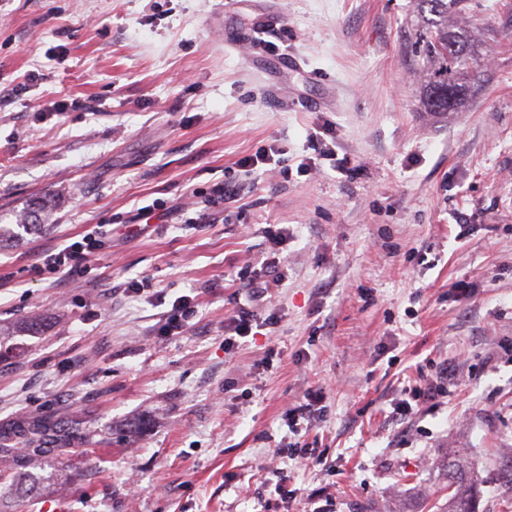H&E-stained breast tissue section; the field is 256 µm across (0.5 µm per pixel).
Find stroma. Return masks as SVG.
<instances>
[{
    "mask_svg": "<svg viewBox=\"0 0 512 512\" xmlns=\"http://www.w3.org/2000/svg\"><path fill=\"white\" fill-rule=\"evenodd\" d=\"M417 20V0H0V224L55 208L0 243V328L41 319L0 362V423L97 439L41 458L11 512H447L457 453L476 512H512V0H470L483 82L448 114L422 104ZM98 224L81 275L36 272ZM273 256L274 324L225 344ZM444 361L447 397L397 419ZM295 442L321 464L279 456ZM15 218V224H0V242L15 236L12 228L14 225L31 234L39 233L46 224H51L53 212L44 198H36L25 210L16 214ZM193 300L189 296H180L172 302L170 311L163 327L166 335L179 333L184 326L185 318L193 312ZM322 397L317 393H309L305 397V402L295 406L290 410L288 417V429L293 435H299L302 431L300 427L302 423L308 421L312 412L315 411L314 406L318 403Z\"/></svg>",
    "mask_w": 512,
    "mask_h": 512,
    "instance_id": "1",
    "label": "stroma"
}]
</instances>
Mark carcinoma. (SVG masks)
<instances>
[{
  "instance_id": "carcinoma-1",
  "label": "carcinoma",
  "mask_w": 512,
  "mask_h": 512,
  "mask_svg": "<svg viewBox=\"0 0 512 512\" xmlns=\"http://www.w3.org/2000/svg\"><path fill=\"white\" fill-rule=\"evenodd\" d=\"M423 28L416 39L418 57L428 72L424 106L430 112H456L477 92L482 82L477 69L475 45L468 33L448 23L469 9L468 0H418ZM15 225L0 224V242L15 236L17 226L37 234L53 221L50 204L33 200L15 215ZM91 442L74 422H61L51 415H38L0 425V462L10 470L9 480L0 486V501L19 492L30 477L29 468L48 455L65 454L69 449ZM464 466L454 460L448 464V482L455 486L448 499V512H475L472 485L463 478Z\"/></svg>"
}]
</instances>
